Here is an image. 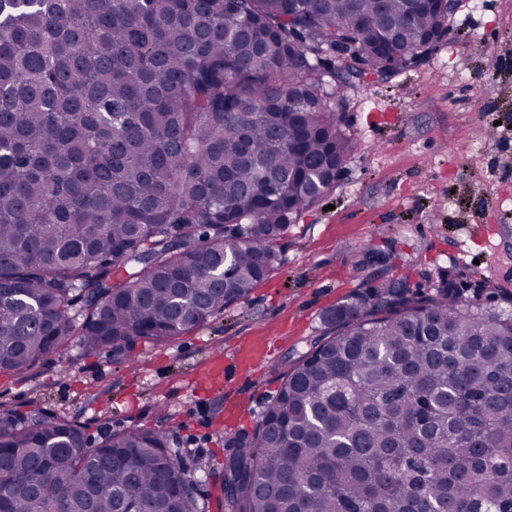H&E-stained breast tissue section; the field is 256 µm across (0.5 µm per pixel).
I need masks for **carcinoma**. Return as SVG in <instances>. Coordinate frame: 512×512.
I'll return each mask as SVG.
<instances>
[{
  "label": "carcinoma",
  "instance_id": "cac0c4a2",
  "mask_svg": "<svg viewBox=\"0 0 512 512\" xmlns=\"http://www.w3.org/2000/svg\"><path fill=\"white\" fill-rule=\"evenodd\" d=\"M446 30L411 0H0V373L246 298L355 149L350 78ZM322 321L225 445L228 512H512V295L441 268ZM86 431L0 411V512H201L169 431Z\"/></svg>",
  "mask_w": 512,
  "mask_h": 512
}]
</instances>
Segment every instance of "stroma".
<instances>
[{"mask_svg": "<svg viewBox=\"0 0 512 512\" xmlns=\"http://www.w3.org/2000/svg\"><path fill=\"white\" fill-rule=\"evenodd\" d=\"M356 140L335 187L281 238L247 298L175 339L85 354L77 339L28 372L0 374V409L103 433L164 425L220 512L224 443L253 431L322 314L384 275L435 276L512 294V0H460L419 64L343 92ZM386 255L361 263L360 247Z\"/></svg>", "mask_w": 512, "mask_h": 512, "instance_id": "obj_1", "label": "stroma"}]
</instances>
